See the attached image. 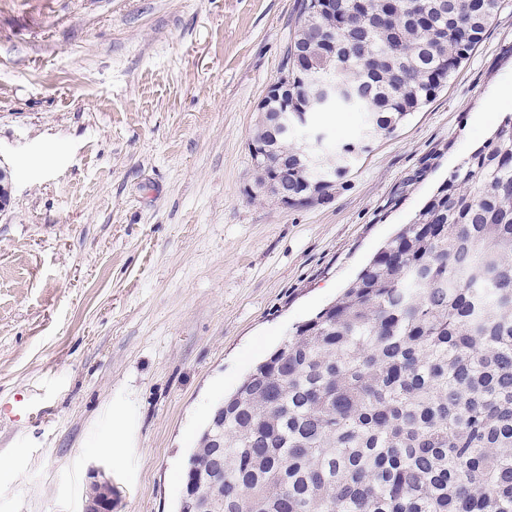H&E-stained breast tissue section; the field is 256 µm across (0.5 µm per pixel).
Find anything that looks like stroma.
Returning <instances> with one entry per match:
<instances>
[{"mask_svg":"<svg viewBox=\"0 0 512 512\" xmlns=\"http://www.w3.org/2000/svg\"><path fill=\"white\" fill-rule=\"evenodd\" d=\"M298 0H0V512H177L215 406L353 281L496 130L512 0L331 199L252 196L258 105ZM125 446L101 451L116 420ZM88 479L92 490L85 499L82 512L117 511V495L113 491L112 477L101 467H91Z\"/></svg>","mask_w":512,"mask_h":512,"instance_id":"1","label":"stroma"}]
</instances>
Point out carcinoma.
<instances>
[{"label": "carcinoma", "instance_id": "carcinoma-1", "mask_svg": "<svg viewBox=\"0 0 512 512\" xmlns=\"http://www.w3.org/2000/svg\"><path fill=\"white\" fill-rule=\"evenodd\" d=\"M498 0H299L286 99L252 142L255 183L290 207L322 203L360 140L325 171L299 142L310 72L349 84L391 134L433 99L481 41ZM188 457L213 512H512V114L382 247L343 297L297 327L218 404Z\"/></svg>", "mask_w": 512, "mask_h": 512}]
</instances>
